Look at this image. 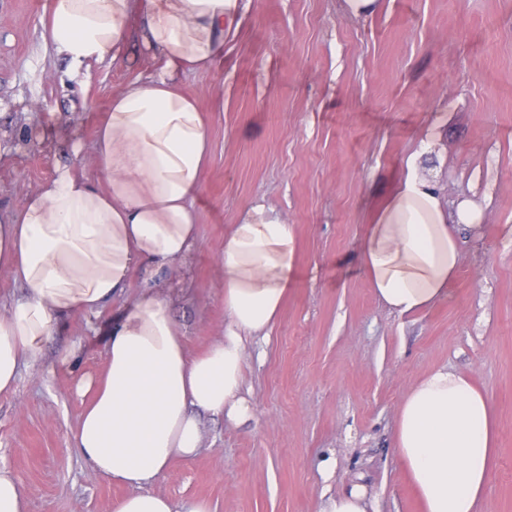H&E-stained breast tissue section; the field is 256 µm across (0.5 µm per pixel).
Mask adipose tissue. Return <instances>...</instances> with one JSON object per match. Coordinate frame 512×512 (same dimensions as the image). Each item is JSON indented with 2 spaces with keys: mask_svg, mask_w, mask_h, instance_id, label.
Masks as SVG:
<instances>
[{
  "mask_svg": "<svg viewBox=\"0 0 512 512\" xmlns=\"http://www.w3.org/2000/svg\"><path fill=\"white\" fill-rule=\"evenodd\" d=\"M247 11V0H50L44 38L70 70L117 60L132 19L159 67L113 96L93 148V174L54 175L0 217V270L23 288L0 318V394L22 368L70 367L76 347L49 356L66 319L97 316L120 298L133 271L144 286L112 318L101 375L79 379L92 398L69 445L94 473L122 484L112 512H175L151 490L171 463L200 450V414L247 421L246 353L267 339L288 292L294 227L249 204L224 240L219 266L228 325L222 342L193 355L156 279L186 262L198 242L194 201L211 141L196 99L178 83L211 70ZM447 116L438 113L405 160L360 249L359 270L393 313L443 300L460 257L455 228L474 226L469 203L448 212L420 174ZM396 448L425 512H486L496 424L488 398L466 374L434 369L406 393Z\"/></svg>",
  "mask_w": 512,
  "mask_h": 512,
  "instance_id": "adipose-tissue-1",
  "label": "adipose tissue"
}]
</instances>
